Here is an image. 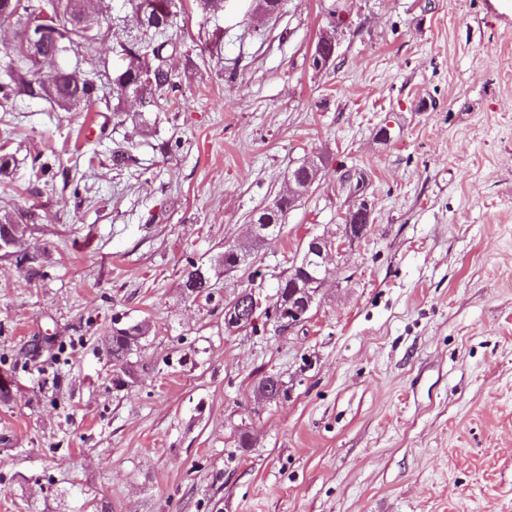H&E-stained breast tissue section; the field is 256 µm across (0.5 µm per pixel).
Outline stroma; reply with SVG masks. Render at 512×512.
Segmentation results:
<instances>
[{
  "label": "stroma",
  "mask_w": 512,
  "mask_h": 512,
  "mask_svg": "<svg viewBox=\"0 0 512 512\" xmlns=\"http://www.w3.org/2000/svg\"><path fill=\"white\" fill-rule=\"evenodd\" d=\"M108 3L84 70L138 32ZM176 4L183 81L153 130L26 97L0 111V211L37 207L0 259V512H512V0H282L220 28ZM116 141L139 176L113 170ZM317 157L276 239L188 297L187 260L249 242ZM348 172L372 222L309 321L227 330L241 287L274 300L310 237L341 235ZM142 320L136 380L116 386L106 340ZM266 374L287 398L258 400ZM317 174L318 173L313 170L309 171L306 163L294 168L290 172V179L295 180V186L300 189L302 193L299 195L293 194L290 191V187H288L287 193L276 196L272 208L266 206L259 210L256 216L257 221L261 222L266 218L267 223L278 224L280 227L288 211L293 209L297 203L304 198L315 183Z\"/></svg>",
  "instance_id": "35a3bbf8"
}]
</instances>
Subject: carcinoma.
<instances>
[{
  "label": "carcinoma",
  "mask_w": 512,
  "mask_h": 512,
  "mask_svg": "<svg viewBox=\"0 0 512 512\" xmlns=\"http://www.w3.org/2000/svg\"><path fill=\"white\" fill-rule=\"evenodd\" d=\"M231 0H199V6L208 17H219ZM140 29L132 40L116 41L112 47L117 58L112 70V99L117 101L112 111H121L124 102L137 100L139 112H150L167 93L181 84L178 73L168 66V58L181 48L174 35L177 12L174 0H128ZM106 11V0H0V23L12 22L18 33L8 50L10 63L6 79L0 81V99L9 102L18 97L49 100L64 110L89 109L102 102L97 84L88 79L77 62L61 66L51 75V83L43 80L42 71L50 64L49 58L65 56L73 46L82 48L84 56L92 57L103 40L100 18ZM112 167L130 170L139 165L137 157L123 144L116 143L110 153ZM295 186L301 190L276 196L273 207H264L257 220L282 224L288 211L304 198L317 179V172L302 164L290 172ZM35 218L27 211L18 216L0 214V242L17 232L20 224ZM251 252L249 245H228L218 258V267L226 272L241 268V261ZM182 288L189 295L199 297L212 288L210 268L191 259L183 270ZM148 333L145 323L112 329L107 344L112 360L127 361Z\"/></svg>",
  "instance_id": "obj_1"
}]
</instances>
